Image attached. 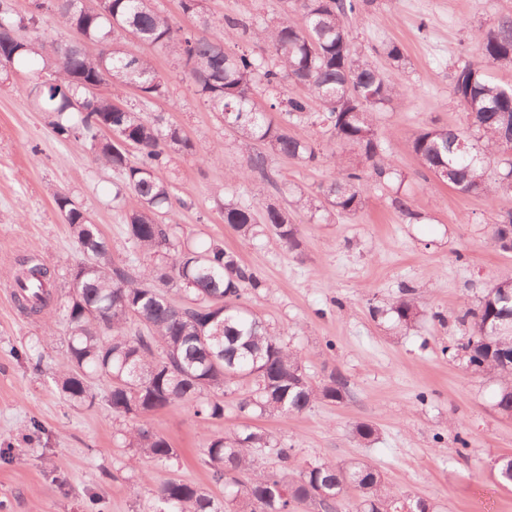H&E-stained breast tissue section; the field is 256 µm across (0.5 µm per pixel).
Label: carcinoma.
I'll return each mask as SVG.
<instances>
[{
	"label": "carcinoma",
	"instance_id": "obj_1",
	"mask_svg": "<svg viewBox=\"0 0 512 512\" xmlns=\"http://www.w3.org/2000/svg\"><path fill=\"white\" fill-rule=\"evenodd\" d=\"M287 10L272 25L254 17H224L213 26L206 0H180L186 15L196 18L202 33L185 32L154 6V0H103L97 11L81 0H51L54 11L74 31L65 44L24 38L20 31L35 26L45 9L33 0L29 18L13 16L10 0H0V69L26 68L35 63L48 77L26 89L27 97L49 115L52 133L61 141L90 151L95 162L120 176L112 202L131 199L126 214L127 238L140 256L112 258L109 243L69 196L55 204L64 214L79 259L69 269V292L59 300L55 270L34 255L16 259L8 273L12 295L21 312L44 318L60 312L68 325V364L58 386L77 406L103 398L112 414L138 420L128 446L143 457L166 463L177 454L166 438L148 424L159 410L188 405L202 420L224 418V397L241 383L253 389L236 404L243 416L287 417L313 403H342L347 380L332 373L315 386L305 373L302 357L272 334L263 319L242 301L248 289L266 286L262 274L242 263L219 240L198 246L176 235L159 219L174 206L171 183L160 171L181 156L197 154L183 131L161 114L153 116L125 104L127 89L149 103L166 93L165 82L144 54L123 49L131 38L148 48L174 56L194 92L216 113L237 140L242 163L236 180L275 184L271 156L283 155L309 165L322 152L290 127L308 121L333 141L357 148L358 161L339 167V177L316 195L299 193L294 205L328 222L354 215L363 205L364 182L391 181L395 172L388 147L375 128L377 114L406 98V91L360 50L349 21L372 0H284ZM241 33L265 41L272 56L229 52L225 41ZM480 61L458 65L452 93L467 112L465 128L433 125L411 140L423 167L435 175L448 171L443 182L454 189L493 199L508 191L512 156L505 137L512 135V84L495 81L486 68H512V17L504 16L475 35ZM97 46L90 55L85 44ZM108 84L103 96L88 86ZM318 105L313 112L310 103ZM278 110L276 120L271 112ZM107 127L110 133L101 132ZM502 166L496 179L491 164ZM224 223L244 239L266 228L283 246L300 247L286 207L256 204L237 196L220 205ZM499 249L512 250V213L491 227ZM394 327L408 330L427 316L411 292L389 308ZM458 320L468 326L459 350L469 367L493 374L500 385L496 406L512 414V278L492 285L474 308ZM353 435L371 443L378 430L358 422ZM292 448L271 435L244 425L207 443L204 463L217 484L236 488L231 499L219 500L205 488L171 479L160 485L155 512H294L305 506L337 512L349 491L356 492L354 512H431L416 499L404 504L384 482L380 471L361 461L342 464L314 462L297 473H269L256 467L255 456L273 454L281 462Z\"/></svg>",
	"mask_w": 512,
	"mask_h": 512
}]
</instances>
